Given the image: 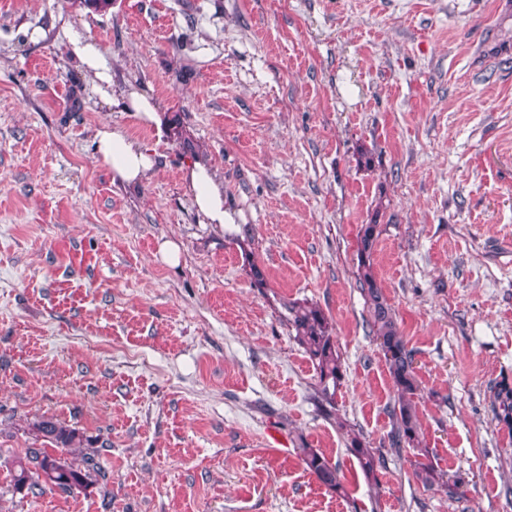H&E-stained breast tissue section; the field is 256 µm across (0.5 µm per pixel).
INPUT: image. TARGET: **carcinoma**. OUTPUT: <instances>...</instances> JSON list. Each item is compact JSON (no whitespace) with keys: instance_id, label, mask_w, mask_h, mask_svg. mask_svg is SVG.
<instances>
[{"instance_id":"obj_1","label":"carcinoma","mask_w":512,"mask_h":512,"mask_svg":"<svg viewBox=\"0 0 512 512\" xmlns=\"http://www.w3.org/2000/svg\"><path fill=\"white\" fill-rule=\"evenodd\" d=\"M380 235L379 225H361L357 236V282L369 312L370 334L379 342L388 364L396 399L390 408L392 419V444L401 449L408 447L416 451L413 475L427 490H442L448 499L463 496L461 484L446 479L445 473L433 464L429 449L423 445L421 426L417 413L418 384L415 377L414 357L402 336L395 310L388 303L381 284L373 271L372 256ZM288 327L294 339L303 348L315 370L320 400L333 415L336 405V390L344 379L342 356L332 335L330 322L323 310L314 303L293 301L288 303ZM501 413L497 418L512 424V387L501 386L496 392ZM35 437L49 442L48 448H29L25 457L13 462V481L17 489H35L44 480L63 490L82 487L87 474L72 462L68 455L83 444L82 435L52 418L41 417L29 423ZM346 448L354 457L369 483H378V474L385 461L380 453L370 447L362 434L347 431ZM300 458L308 473L327 489L339 494L343 490L339 468L319 449L300 444Z\"/></svg>"}]
</instances>
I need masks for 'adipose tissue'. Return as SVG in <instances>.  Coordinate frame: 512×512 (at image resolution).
I'll list each match as a JSON object with an SVG mask.
<instances>
[{"label": "adipose tissue", "mask_w": 512, "mask_h": 512, "mask_svg": "<svg viewBox=\"0 0 512 512\" xmlns=\"http://www.w3.org/2000/svg\"><path fill=\"white\" fill-rule=\"evenodd\" d=\"M68 53L95 79V91L103 100L112 98V74L108 63L97 45L88 38L73 37L69 40ZM94 161L110 171L113 181L136 185L148 179L155 167L151 150L121 130L102 125L95 134ZM185 191L196 210L215 229H223L233 218L224 208V187L213 171L200 162L188 164L182 173Z\"/></svg>", "instance_id": "obj_1"}]
</instances>
